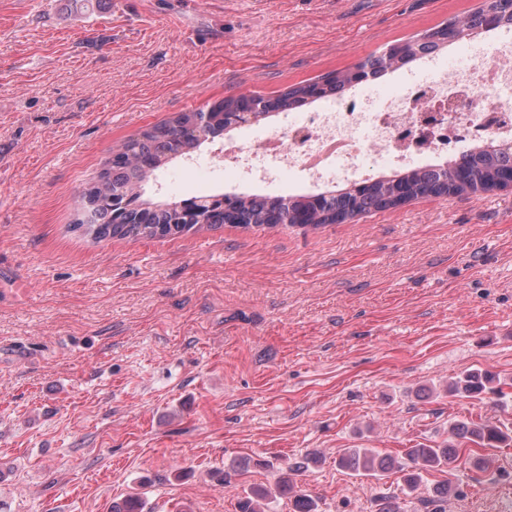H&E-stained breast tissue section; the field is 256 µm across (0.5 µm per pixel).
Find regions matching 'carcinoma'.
<instances>
[{"instance_id":"obj_1","label":"carcinoma","mask_w":512,"mask_h":512,"mask_svg":"<svg viewBox=\"0 0 512 512\" xmlns=\"http://www.w3.org/2000/svg\"><path fill=\"white\" fill-rule=\"evenodd\" d=\"M497 27L512 28V0H498ZM450 42L442 27L427 30L421 37L398 44L387 57L369 59L359 64L366 74L382 78L402 69L426 54L440 52ZM356 82V70L329 74L314 95L307 85H296L275 98L270 112L301 109L316 100H330L344 95ZM243 96L222 100L212 108L214 123L203 130L196 123L195 112H183L169 123L154 125L123 144L125 157H118L103 169L98 178L82 192L79 200L81 218L74 228L103 241L114 238L156 239L181 235L204 226L224 223L243 229L291 226L290 217L305 213L317 217V229L372 211L386 210L396 197L417 198L424 193L439 196L475 194L512 174V143H495L492 150L474 147L449 165L442 163L369 178L359 189L350 185L337 190L288 196L237 193L231 211L210 196L189 201L154 202L144 198V186L155 171L177 157L192 155L203 143L224 135V113L233 112ZM448 393L461 398H482L485 394L503 396L502 382L490 371H471L448 383ZM512 428L497 425L480 416L456 419L448 425V441L437 448H408L397 459L384 456L373 448H346L339 466L354 473L380 478L396 470L405 473V488L416 491L426 474L459 456L466 449L469 462L479 469L492 465V458L481 449L511 448ZM318 463L314 453L281 472L272 485H254L239 499V512H267L279 495H293L295 512H318L316 499L294 489L290 473H301Z\"/></svg>"}]
</instances>
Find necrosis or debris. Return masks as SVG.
Wrapping results in <instances>:
<instances>
[{"mask_svg": "<svg viewBox=\"0 0 512 512\" xmlns=\"http://www.w3.org/2000/svg\"><path fill=\"white\" fill-rule=\"evenodd\" d=\"M493 57L438 71L413 90L359 102L336 98L289 120L258 147L225 149L224 167L267 181L300 166L310 180L331 183L363 173L366 151L405 158L441 155L477 134L512 141V40L500 42Z\"/></svg>", "mask_w": 512, "mask_h": 512, "instance_id": "1", "label": "necrosis or debris"}]
</instances>
